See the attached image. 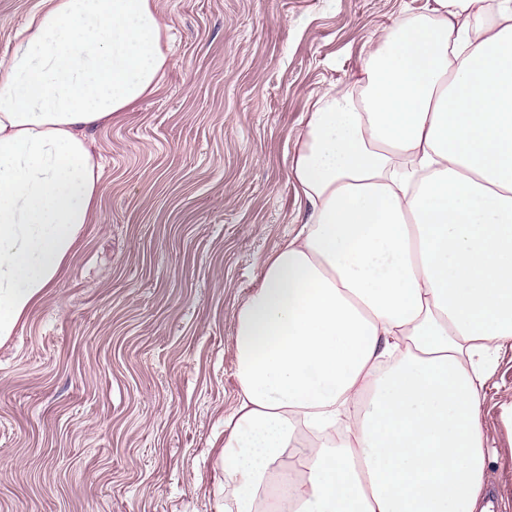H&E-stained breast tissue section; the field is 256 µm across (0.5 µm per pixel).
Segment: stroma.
<instances>
[{
  "label": "stroma",
  "instance_id": "1",
  "mask_svg": "<svg viewBox=\"0 0 512 512\" xmlns=\"http://www.w3.org/2000/svg\"><path fill=\"white\" fill-rule=\"evenodd\" d=\"M38 0H0V61ZM158 88L89 137L103 170L61 281L0 342V512H222L235 314L308 214L290 163L319 93L426 0H153ZM512 344L485 389L512 512Z\"/></svg>",
  "mask_w": 512,
  "mask_h": 512
}]
</instances>
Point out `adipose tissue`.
<instances>
[{"mask_svg":"<svg viewBox=\"0 0 512 512\" xmlns=\"http://www.w3.org/2000/svg\"><path fill=\"white\" fill-rule=\"evenodd\" d=\"M152 0H40L0 64V340L91 220L87 133L163 76ZM291 166L310 215L236 313L224 512H488L512 342V0L394 18ZM512 401V343L501 352L481 406V424L488 436L489 480L486 493L496 498V512H512V427L502 419L501 405Z\"/></svg>","mask_w":512,"mask_h":512,"instance_id":"ef3b65f1","label":"adipose tissue"}]
</instances>
